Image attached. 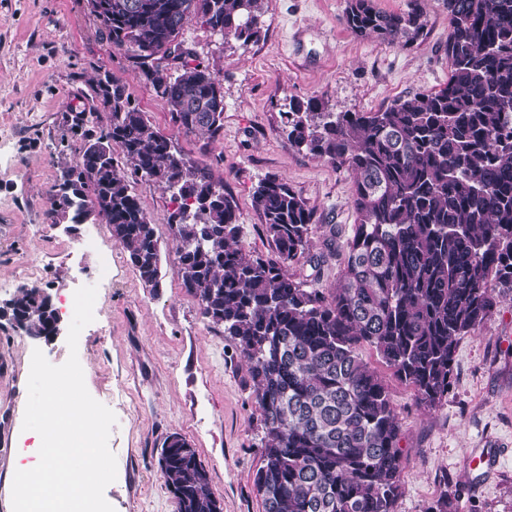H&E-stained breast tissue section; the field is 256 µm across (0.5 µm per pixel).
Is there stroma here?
Wrapping results in <instances>:
<instances>
[{
  "mask_svg": "<svg viewBox=\"0 0 512 512\" xmlns=\"http://www.w3.org/2000/svg\"><path fill=\"white\" fill-rule=\"evenodd\" d=\"M425 4L424 34L404 48L353 35L340 22L347 0H267L261 37L248 44L193 20L183 39L224 91V132L208 143L173 125L167 103L139 78L127 52L113 47L87 0H0V304L20 288H36L61 316L51 340L0 317V512H12L18 455L34 441L23 427L32 352L54 365L68 359L67 303L85 285L97 288L94 320L74 351L89 393L117 418L109 438L117 478L104 492L115 512H177L158 467L172 434L196 449L222 512H262L253 482L261 411L238 345L203 318L182 286L167 223L170 195L144 179L135 184L160 242L162 286L155 290L141 282L107 225L50 216L48 199L82 149L64 114L93 112L107 125L96 81L124 84L149 122L234 198L240 243L259 256L272 248L252 193L265 177L284 179L319 219L310 253L327 255L317 268L299 261L291 274L328 289L355 220L351 176L292 147L282 114L293 99L321 98L330 112H367L444 86L448 11L443 0ZM359 353L383 376L399 422L396 512H426L443 495L452 512H512V294L459 341L448 396L434 411L420 408L413 388L375 351ZM490 448L504 451L496 470H470L471 456Z\"/></svg>",
  "mask_w": 512,
  "mask_h": 512,
  "instance_id": "1",
  "label": "stroma"
}]
</instances>
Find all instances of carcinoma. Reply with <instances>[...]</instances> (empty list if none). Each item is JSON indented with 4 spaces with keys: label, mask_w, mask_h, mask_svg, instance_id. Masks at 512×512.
Returning <instances> with one entry per match:
<instances>
[{
    "label": "carcinoma",
    "mask_w": 512,
    "mask_h": 512,
    "mask_svg": "<svg viewBox=\"0 0 512 512\" xmlns=\"http://www.w3.org/2000/svg\"><path fill=\"white\" fill-rule=\"evenodd\" d=\"M89 5L112 45L129 52L168 104L172 123L216 140L224 93L214 72L187 60L172 70L160 54L195 18L226 38H258L265 0ZM445 5V86L371 112H327L311 97L282 113L292 146L352 177L355 224L326 293L289 273L319 219L283 179L268 177L253 192L274 252L254 256L240 244L237 204L224 185L148 122L125 85L97 83L110 111L106 127L84 112L64 116L83 148L66 173L74 189L51 194L49 214L71 211L79 223L96 212L151 288L161 284L159 242L133 184L145 179L171 192L182 287L247 358L262 413L254 484L263 512H395L399 424L383 379L359 348L374 350L432 411L448 396L458 341L491 316L495 289H512V0ZM341 23L359 37L405 47L423 35V0H410L406 12L347 0ZM11 310L32 336L50 335L59 320L36 288L21 289ZM158 466L177 512H219L209 473L183 437L164 440Z\"/></svg>",
    "instance_id": "obj_1"
}]
</instances>
